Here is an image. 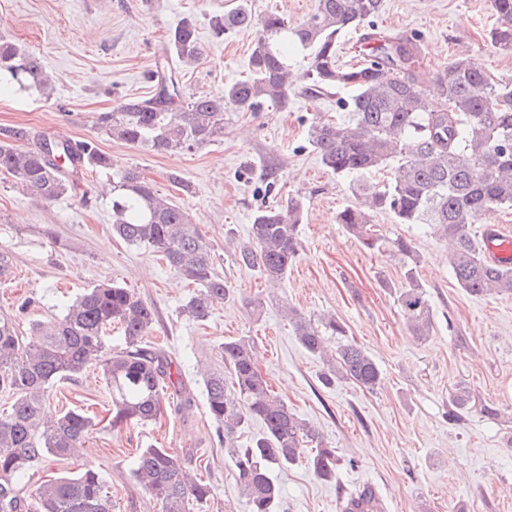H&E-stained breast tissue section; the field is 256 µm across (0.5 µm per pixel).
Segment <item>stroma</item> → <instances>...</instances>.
I'll use <instances>...</instances> for the list:
<instances>
[{"label":"stroma","instance_id":"obj_1","mask_svg":"<svg viewBox=\"0 0 512 512\" xmlns=\"http://www.w3.org/2000/svg\"><path fill=\"white\" fill-rule=\"evenodd\" d=\"M239 0H0V37L35 52L55 82L51 96L0 93V131L26 127L30 137L59 134L95 139L115 167L131 168L189 213L214 247L215 269L234 297L209 319L194 322L183 306L194 291L155 253L126 244L112 232V195L105 172L86 175L71 194L51 202L27 195L0 173V250L13 257L0 279V311L14 316L31 338L35 321L60 314L86 288L112 280L151 303L156 322L148 346L165 352L181 371L187 412L165 407L159 420L115 429L99 423L82 454L39 464L29 487L60 473L91 469L106 479L116 512H161V505L131 476L136 449L155 445L202 460V476L214 490L203 512H251L224 453L203 395V371L224 369L226 340L248 336L258 366L273 390L335 448L336 478L315 477L306 460L273 472L282 498L279 512H339L341 496L368 484L385 512H512V297H475L458 287L448 243L426 224H398L385 212L373 222L384 237L411 239L421 257L418 279L434 312L430 339L416 340L397 304L403 280L400 260L387 249L369 250L336 222L355 204L357 188L381 182V174L341 178L325 169L308 143L316 115L341 118L343 94L314 99L307 82L295 83L287 108L228 112L224 137L190 154H159L106 135L97 123L130 98L154 92L152 73L167 57V36L185 16L197 23L199 61L181 68L184 95L223 93L226 82L249 73L257 29L214 38L213 17ZM487 0H383L375 28L414 41L420 76L433 89L453 59L480 60L497 79L512 81V52L487 45L494 24ZM178 172L191 193L168 180ZM296 197L303 249L281 288L269 289L255 270L236 261L235 243L246 240L253 213ZM261 302L253 311L252 302ZM317 319L331 314L351 341L382 372L374 390L340 379L321 382L323 363L299 343L281 314L285 304ZM464 389L473 406L450 418L448 398ZM89 399L105 415L110 396L98 368L57 382L51 411ZM499 409L498 418L482 406Z\"/></svg>","mask_w":512,"mask_h":512}]
</instances>
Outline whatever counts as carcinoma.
Segmentation results:
<instances>
[{
	"instance_id": "1",
	"label": "carcinoma",
	"mask_w": 512,
	"mask_h": 512,
	"mask_svg": "<svg viewBox=\"0 0 512 512\" xmlns=\"http://www.w3.org/2000/svg\"><path fill=\"white\" fill-rule=\"evenodd\" d=\"M382 0H317L314 12L297 26L268 13L258 19L248 0L224 16L211 19L217 38L232 30L260 27L250 55L247 78L224 86L221 95L183 96L177 66L196 62L201 49L194 19L184 17L169 32L170 60L156 70L154 94L130 98L99 118L115 140L157 153H190L224 137V113L257 112L270 103L288 105L293 74L289 47L309 51L303 73L315 95L348 93L349 118L312 121L308 142L322 165L338 176L393 169L389 179L370 187L367 209L346 207L336 217L349 235L369 249H389L403 262V283L396 300L417 339L433 330V308L417 277L420 255L411 240L386 239L373 229L371 213L388 212L397 224H431L452 245L450 266L458 286L472 296L512 295V269L485 259L471 233L472 225L512 209V81L496 80L458 59L436 77L444 107L431 111L419 81V51L409 39L389 31L367 37V60L347 67L339 63L338 39L377 15ZM496 26L490 46L512 50V0H489ZM48 91L52 80L40 57L0 37V86ZM0 142V172L40 201L55 200L75 189L87 172L112 171V230L130 245L161 256L176 275L196 291L184 312L206 321L232 297V289L214 267L209 241L191 223L186 210L154 183L132 169L113 166L92 140L48 137L36 146L17 149L23 127L6 131ZM303 204L261 208L253 214L248 241L236 246L238 262L258 270L272 286L281 285L302 244L299 224ZM288 322L302 347L327 362L321 380L337 378L366 390L381 382L374 359L351 341L333 347L332 336H346L334 317L315 323L295 307ZM154 307L133 289L102 282L86 289L64 311L34 322L36 339L19 336L13 317L0 312V391L12 396L0 410V512H114L106 480L94 471L62 475L24 492L28 471L46 461L67 458L84 441L95 420L75 406L58 415L45 408L48 393L62 379H73L97 366L111 398L110 424L123 428L147 424L163 412V392L183 391L182 374L162 353L145 347L153 329ZM120 347H112V330ZM224 375L203 379L208 416L224 430V451L251 512H276L279 488L271 477L307 455L314 475L336 477V450L293 412L270 388L257 367L254 345L241 337L224 341ZM257 421L261 433L242 447L245 427ZM315 443L307 452L306 444ZM132 477L160 501L162 512H190L189 502L203 507L213 496L209 483L190 473L169 448L137 450ZM358 499L381 501L368 486L346 494L340 512Z\"/></svg>"
}]
</instances>
